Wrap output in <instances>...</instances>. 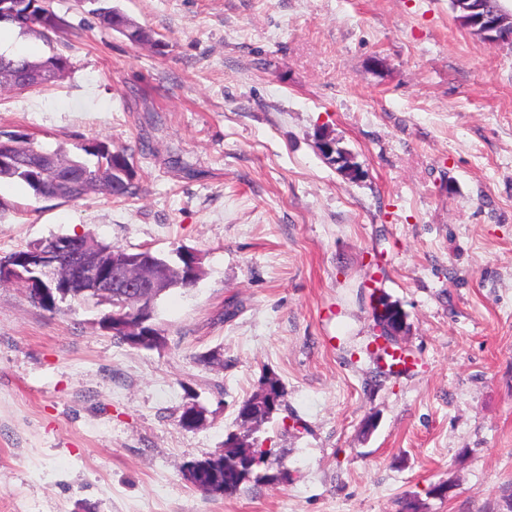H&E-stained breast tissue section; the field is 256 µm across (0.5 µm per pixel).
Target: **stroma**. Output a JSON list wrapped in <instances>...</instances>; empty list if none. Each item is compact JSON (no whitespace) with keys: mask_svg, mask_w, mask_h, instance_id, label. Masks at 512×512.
I'll return each instance as SVG.
<instances>
[{"mask_svg":"<svg viewBox=\"0 0 512 512\" xmlns=\"http://www.w3.org/2000/svg\"><path fill=\"white\" fill-rule=\"evenodd\" d=\"M48 4L68 70L0 92V132L71 156L127 148L139 191L64 202L1 180L0 256L90 232L194 252L205 274L159 299L152 350L115 340L101 309L0 284V512H501L512 48L449 0H112L154 48ZM376 289L407 315V370L380 359ZM213 352L223 367L201 363ZM267 372L288 404L257 432L276 480L209 496L184 472ZM192 404L195 430L179 423Z\"/></svg>","mask_w":512,"mask_h":512,"instance_id":"obj_1","label":"stroma"}]
</instances>
